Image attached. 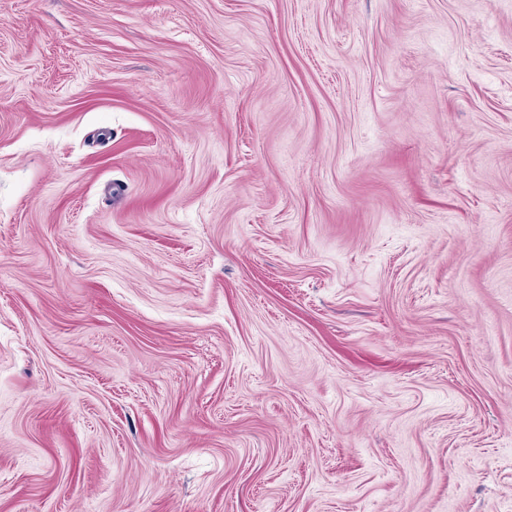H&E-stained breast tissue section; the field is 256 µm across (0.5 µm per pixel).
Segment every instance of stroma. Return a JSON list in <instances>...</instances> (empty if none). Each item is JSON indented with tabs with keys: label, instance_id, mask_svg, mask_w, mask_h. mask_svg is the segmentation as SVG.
Returning a JSON list of instances; mask_svg holds the SVG:
<instances>
[{
	"label": "stroma",
	"instance_id": "obj_1",
	"mask_svg": "<svg viewBox=\"0 0 512 512\" xmlns=\"http://www.w3.org/2000/svg\"><path fill=\"white\" fill-rule=\"evenodd\" d=\"M0 512H512V0H0Z\"/></svg>",
	"mask_w": 512,
	"mask_h": 512
}]
</instances>
